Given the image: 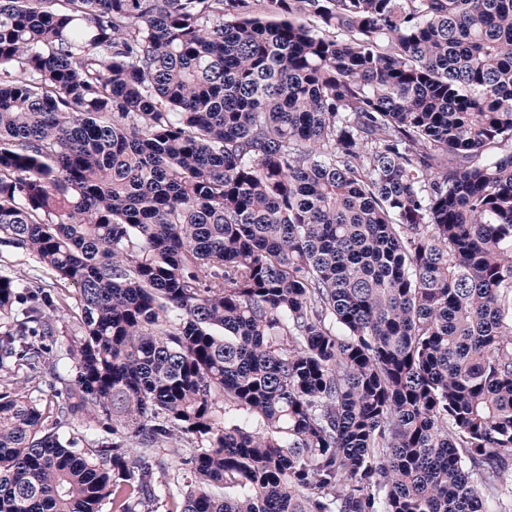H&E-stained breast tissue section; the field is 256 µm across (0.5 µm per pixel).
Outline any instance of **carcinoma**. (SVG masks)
<instances>
[{
  "mask_svg": "<svg viewBox=\"0 0 512 512\" xmlns=\"http://www.w3.org/2000/svg\"><path fill=\"white\" fill-rule=\"evenodd\" d=\"M1 249L0 512H512V0H0ZM0 274L37 277L43 284L49 285L47 288H54L55 292L63 296H69L68 302L71 306L75 305V291L72 286L59 282L48 270L40 267L33 260L17 256L3 251L0 253Z\"/></svg>",
  "mask_w": 512,
  "mask_h": 512,
  "instance_id": "1",
  "label": "carcinoma"
}]
</instances>
